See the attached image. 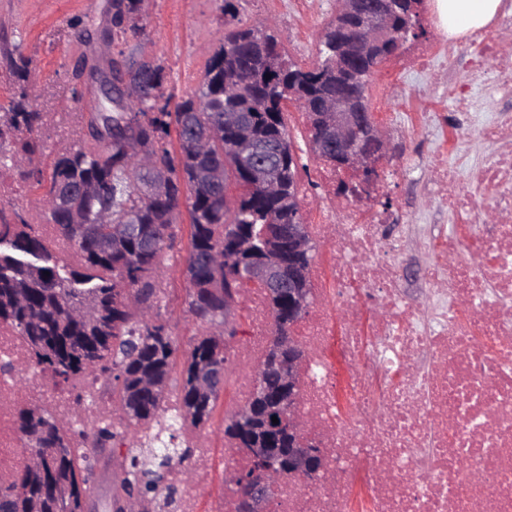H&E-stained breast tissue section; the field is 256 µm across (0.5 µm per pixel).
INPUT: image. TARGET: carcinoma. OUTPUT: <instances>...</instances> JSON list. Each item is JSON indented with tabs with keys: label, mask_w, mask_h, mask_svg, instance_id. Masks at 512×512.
<instances>
[{
	"label": "carcinoma",
	"mask_w": 512,
	"mask_h": 512,
	"mask_svg": "<svg viewBox=\"0 0 512 512\" xmlns=\"http://www.w3.org/2000/svg\"><path fill=\"white\" fill-rule=\"evenodd\" d=\"M372 0H354L347 13L326 26L322 61L311 68L288 63L268 25L235 26L208 59L197 93L177 103L160 104L165 68L156 59L119 52L130 80L151 82L150 98L129 112H106L94 103L85 123L84 144L56 156L45 168L33 166L45 155L38 132L45 115L30 109L29 60L4 53L17 86L8 106L0 108V167L21 171L43 190L46 223L54 224L81 254L82 267L70 269L41 237L25 230L19 213L8 218L0 208V322L30 345L37 364L58 384L78 377L107 375L118 399L124 430L135 433L166 412L167 392L178 383L167 427L181 422H210L224 387L200 390L203 369L226 360L224 289L241 285L240 268L253 258L280 260L283 279L288 265L307 270L314 261L308 249L288 255L283 226L301 224L296 194L299 156L284 122L283 102H297L308 119L309 141L319 130L321 103L346 92L363 112H370L369 82L377 66L399 49L395 38L372 45L364 54L349 44L351 31L363 25ZM395 32L417 38L421 0H377ZM141 0H112V28L118 36L144 35ZM176 131L177 149L167 138ZM250 139L276 158V189L251 183L235 145ZM173 178L163 192L151 195L155 166ZM190 216L185 258L187 312L215 332L194 338L184 361L167 324L152 320L161 296L157 276L177 237L181 207ZM275 328L272 342L289 334L288 296L267 297ZM274 350L257 374L264 388L252 394L242 411L224 418V436L237 448L271 446L285 455L288 393L274 366ZM277 417L279 423L272 422ZM17 425L29 452L41 465L27 466L12 485L0 490V512H58V496L69 512H83L93 497V466L73 446V435L45 411L23 408ZM190 450H151L150 460L133 456L131 469L112 495V512H125L123 495L158 493L173 459L185 461Z\"/></svg>",
	"instance_id": "obj_1"
}]
</instances>
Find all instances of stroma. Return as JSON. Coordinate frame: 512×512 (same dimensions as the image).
Returning <instances> with one entry per match:
<instances>
[{
  "label": "stroma",
  "mask_w": 512,
  "mask_h": 512,
  "mask_svg": "<svg viewBox=\"0 0 512 512\" xmlns=\"http://www.w3.org/2000/svg\"><path fill=\"white\" fill-rule=\"evenodd\" d=\"M232 13H224L222 0H142L141 16L146 25L137 40L107 37L112 15L111 0H0V51L18 49L30 62V102L41 112H89L98 86L92 82L75 83L76 67L102 64L118 50L141 52L159 59L166 69L167 94L173 101L198 90L210 51L233 25L272 24L291 62L301 67L315 65L327 22L335 15L336 0H316L317 12L308 38L296 35V27L287 12L265 7L262 0H231ZM444 94L443 89L419 75H409L402 88L393 89L384 82L383 70L370 78L371 103L408 101L411 109L431 106ZM433 141L432 134L412 135L406 144H392V158L411 150L405 171L395 186L387 188L378 203L399 211L406 224H451V217L435 210L439 190L430 185L423 156ZM189 215L181 213L177 239L171 257L164 263L173 283L159 309L179 354L204 328L183 304L187 282L182 273L189 246ZM131 457L126 449L108 448L97 454V497L95 512H111L108 503L112 486L125 470Z\"/></svg>",
  "instance_id": "35a3bbf8"
}]
</instances>
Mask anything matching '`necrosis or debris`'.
<instances>
[{"label":"necrosis or debris","instance_id":"obj_1","mask_svg":"<svg viewBox=\"0 0 512 512\" xmlns=\"http://www.w3.org/2000/svg\"><path fill=\"white\" fill-rule=\"evenodd\" d=\"M450 52L467 58L474 72L470 85L448 89L460 123L449 128L442 112L388 106L374 116L391 131L426 129L454 140L450 149L435 146L430 158L434 184L446 189L438 205L455 226L434 229L425 244L424 300L402 292L401 245L386 233L391 215L373 206L394 174L389 159L376 160L379 177L360 199L337 194L327 164L300 177L301 195L318 190L304 222L325 253L309 271L313 305L294 329L307 354L293 413L302 435L321 443L331 481L285 478L271 512H512V111L493 108L484 94L491 71L512 86V60L487 34L403 46L386 75L394 84L428 73ZM474 138L491 154H473L467 143ZM245 308L251 328L228 380L224 409L231 413L248 403L252 367L271 336L260 289H247ZM18 370L35 377L22 397ZM22 404L50 412L81 444L89 428L115 422L116 409L97 383L45 382L26 341L0 323V486L30 463L16 423ZM182 433L194 450L198 490L172 502L158 496L153 512H235L231 487L211 490L210 435L190 424Z\"/></svg>","mask_w":512,"mask_h":512}]
</instances>
